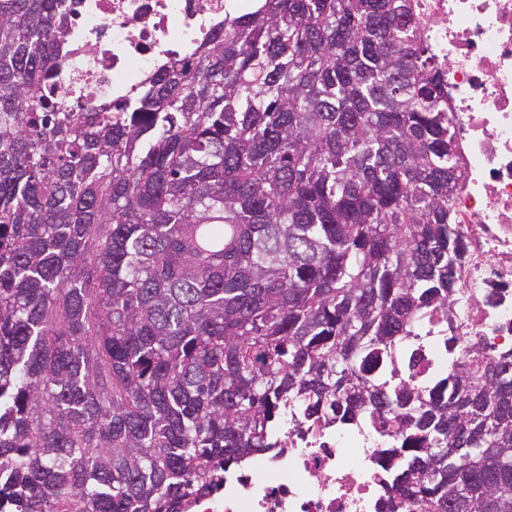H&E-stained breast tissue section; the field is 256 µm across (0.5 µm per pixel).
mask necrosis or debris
<instances>
[{"label":"necrosis or debris","mask_w":512,"mask_h":512,"mask_svg":"<svg viewBox=\"0 0 512 512\" xmlns=\"http://www.w3.org/2000/svg\"><path fill=\"white\" fill-rule=\"evenodd\" d=\"M448 80L465 176L452 206L471 258L461 336L512 339V0H415ZM225 0H81L58 88L89 105L125 94L171 54L187 55L224 18ZM288 462L261 459L189 512H374L384 495L364 432L291 435Z\"/></svg>","instance_id":"necrosis-or-debris-1"}]
</instances>
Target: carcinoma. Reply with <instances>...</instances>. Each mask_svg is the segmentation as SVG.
<instances>
[{
	"mask_svg": "<svg viewBox=\"0 0 512 512\" xmlns=\"http://www.w3.org/2000/svg\"><path fill=\"white\" fill-rule=\"evenodd\" d=\"M76 0H0V512H187L285 425L382 438V512H512V342L413 0H229L100 106Z\"/></svg>",
	"mask_w": 512,
	"mask_h": 512,
	"instance_id": "obj_1",
	"label": "carcinoma"
}]
</instances>
